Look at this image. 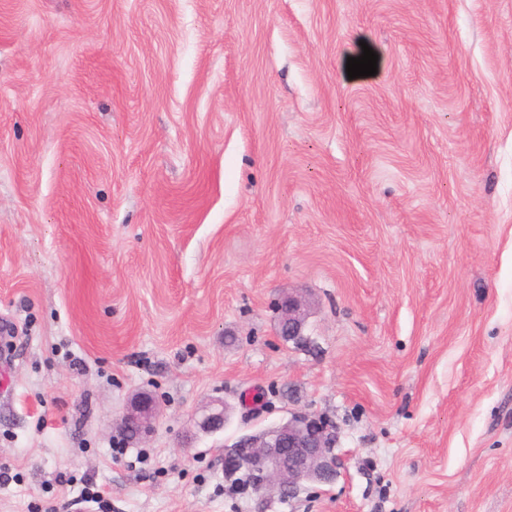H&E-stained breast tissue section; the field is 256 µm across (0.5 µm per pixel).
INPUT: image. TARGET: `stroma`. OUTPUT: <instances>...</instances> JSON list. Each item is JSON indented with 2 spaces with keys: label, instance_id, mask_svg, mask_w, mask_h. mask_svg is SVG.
I'll list each match as a JSON object with an SVG mask.
<instances>
[{
  "label": "stroma",
  "instance_id": "stroma-1",
  "mask_svg": "<svg viewBox=\"0 0 512 512\" xmlns=\"http://www.w3.org/2000/svg\"><path fill=\"white\" fill-rule=\"evenodd\" d=\"M296 412L335 484L231 488ZM88 479L80 512H512V0H0V512ZM277 335L295 344L305 341L308 304L301 296L291 295L280 299L277 305ZM157 402L147 394L139 396L121 419V431L130 433L136 439L150 435L156 416ZM227 419V407L221 400L213 401L203 409L197 422L198 427L205 432H214L222 429Z\"/></svg>",
  "mask_w": 512,
  "mask_h": 512
}]
</instances>
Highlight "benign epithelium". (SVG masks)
<instances>
[{
	"instance_id": "benign-epithelium-1",
	"label": "benign epithelium",
	"mask_w": 512,
	"mask_h": 512,
	"mask_svg": "<svg viewBox=\"0 0 512 512\" xmlns=\"http://www.w3.org/2000/svg\"><path fill=\"white\" fill-rule=\"evenodd\" d=\"M308 304L297 295H288L277 305V335L299 344L305 341ZM157 402L147 394L139 396L121 419V430L136 439L150 435ZM227 407L221 400L203 409L197 422L205 432L222 429ZM336 434L321 419L294 415L287 422L263 433L241 439L224 449V476L228 479L249 472L253 492L263 496L273 490L282 499L292 498L304 482L330 485L344 469L343 457L335 452Z\"/></svg>"
}]
</instances>
